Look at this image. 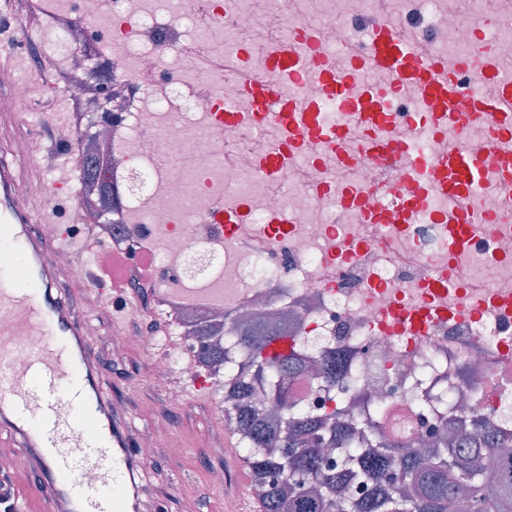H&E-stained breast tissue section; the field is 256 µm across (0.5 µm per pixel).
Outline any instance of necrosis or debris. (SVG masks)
<instances>
[{
    "mask_svg": "<svg viewBox=\"0 0 512 512\" xmlns=\"http://www.w3.org/2000/svg\"><path fill=\"white\" fill-rule=\"evenodd\" d=\"M295 0H265V13L244 0L239 22L224 18L223 0H49L54 21L30 29L27 41L37 61L53 56L64 76L59 93L71 105V125L101 143L100 168L110 192L81 184L71 212L85 224L88 210L117 208L119 219L99 225L108 250L134 251L128 286L151 282L155 309L177 329L174 350L160 348L143 329L139 345L156 350L151 379L170 404L183 401L169 380L178 355L197 358L195 332L216 314L269 317L287 312L288 322L311 356L325 349L353 353L348 385L332 403L349 419L377 415L370 446L389 441L416 444L422 434L474 431L481 416L512 433V223L481 224L471 242L449 252L448 227L419 218L412 224H345L336 221L333 199L314 200L312 181L327 174L364 183L379 178L375 161L347 173L298 170L276 188L259 181L251 159L264 137L242 145L233 133L215 130L196 93L191 66L196 49L221 53L253 44L261 61L268 39L287 34L303 19L323 28L327 49L338 39L363 43V33L339 27L317 0L297 13ZM135 16L130 34L111 32L113 20ZM177 28L181 43L159 37ZM37 69L21 70L0 112L31 121L39 112ZM121 90L117 120L100 118V91ZM178 150L181 163L164 158ZM247 197L249 223L225 232L212 203ZM293 210L298 220L273 233L271 207ZM463 283L451 292L442 279ZM433 307L439 314L425 330L394 332L384 325L392 305ZM292 393L306 408L331 403L314 376L295 380Z\"/></svg>",
    "mask_w": 512,
    "mask_h": 512,
    "instance_id": "1",
    "label": "necrosis or debris"
}]
</instances>
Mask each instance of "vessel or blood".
Segmentation results:
<instances>
[{"instance_id":"b4317fda","label":"vessel or blood","mask_w":512,"mask_h":512,"mask_svg":"<svg viewBox=\"0 0 512 512\" xmlns=\"http://www.w3.org/2000/svg\"><path fill=\"white\" fill-rule=\"evenodd\" d=\"M366 36L340 53L323 49L321 30L295 23L287 38L270 42L261 65L241 48L203 62L224 76V93L212 113L217 128L277 130L275 141L253 166L276 183L290 173L309 143L322 159L345 168L374 159L394 178L368 186L317 181L316 198L337 201L338 218L363 224H411L432 214L448 225V248L472 239L477 224L512 222V75L499 64V48L484 32L496 25L484 14L468 35L469 51L448 46L444 32L425 37L420 19H395L380 9L350 14ZM19 74L11 45L0 46V96H10ZM340 120L327 118V108ZM479 124L480 147L445 148L449 132ZM23 130L12 114H0V317L14 335L0 339V437H6L23 470L39 487L43 512H140L136 477L142 460L131 448L130 428L108 388L86 334L89 313L61 291L66 275L57 252L79 244L86 253L102 245L95 226L78 235H49L46 217L14 166L24 157ZM501 199L482 207L488 188ZM441 200L431 210L433 200ZM113 312L131 302L117 265L87 272ZM432 310L393 308L390 321L418 330ZM94 472L95 482L84 481Z\"/></svg>"}]
</instances>
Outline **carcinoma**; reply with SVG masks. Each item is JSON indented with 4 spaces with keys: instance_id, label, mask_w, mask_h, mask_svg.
<instances>
[{
    "instance_id": "obj_1",
    "label": "carcinoma",
    "mask_w": 512,
    "mask_h": 512,
    "mask_svg": "<svg viewBox=\"0 0 512 512\" xmlns=\"http://www.w3.org/2000/svg\"><path fill=\"white\" fill-rule=\"evenodd\" d=\"M218 332L209 326L199 334L198 361L234 400L229 424L252 478H264L262 512H402L405 506L409 512H512V456L498 452L505 438L486 422L462 434L449 452L433 438L423 440L425 450L384 444L353 453L357 427H376L372 414L352 422L336 409L309 411L291 396L290 382L309 369L311 356L288 319L256 318L224 338ZM278 341L287 351L268 355ZM349 361L345 350L320 357L319 386L335 390ZM255 381L267 387L279 417L255 401ZM325 445L336 449L333 464L322 453ZM356 479L368 487L359 500L344 494Z\"/></svg>"
}]
</instances>
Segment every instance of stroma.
Here are the masks:
<instances>
[{"mask_svg": "<svg viewBox=\"0 0 512 512\" xmlns=\"http://www.w3.org/2000/svg\"><path fill=\"white\" fill-rule=\"evenodd\" d=\"M132 313L121 325H114L111 308L86 297L85 306L98 332L93 347L100 357L106 380L120 403L131 428L156 429L168 443L181 447L180 456L155 448L144 471L154 486V500L163 502L165 512H224V502L232 498L236 479L222 488L208 479L211 468L229 467L224 455L226 428L224 416L215 404L214 394L184 390L185 400L174 406L164 393L155 389L150 378L151 354L128 345L120 358L112 356V335L136 336L142 324V309L148 295L133 291Z\"/></svg>", "mask_w": 512, "mask_h": 512, "instance_id": "1", "label": "stroma"}]
</instances>
